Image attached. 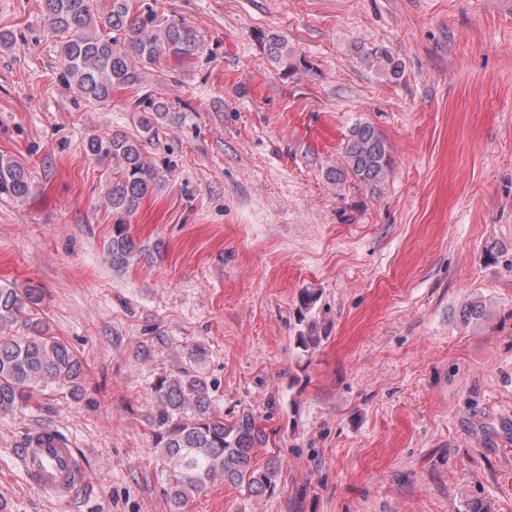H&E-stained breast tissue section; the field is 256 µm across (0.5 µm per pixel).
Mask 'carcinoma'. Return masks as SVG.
Returning <instances> with one entry per match:
<instances>
[{"instance_id":"obj_1","label":"carcinoma","mask_w":512,"mask_h":512,"mask_svg":"<svg viewBox=\"0 0 512 512\" xmlns=\"http://www.w3.org/2000/svg\"><path fill=\"white\" fill-rule=\"evenodd\" d=\"M131 2L111 0L110 9L100 13L96 0H44L45 15L60 43L61 81L92 104H108L115 92L140 86L145 69L163 57L182 66L202 50L194 28L159 18L148 3L133 12ZM268 52L283 70L297 69L295 50L288 41L271 37ZM361 57L394 77L403 72L402 63L380 47L361 48ZM181 119L168 102L151 100L139 135L94 136L85 145L88 155L112 164L106 202L116 224L104 250L117 273L126 271L143 253L123 224L124 217L167 182L166 170L144 154L143 141L155 136L162 125ZM343 154L344 168L327 173L336 183L351 174L364 184H376L390 172V150L370 123L359 122L350 129ZM31 192L27 165L1 154L0 199H21ZM41 301L36 288L0 284V415L28 406L44 387L66 388L74 397L82 391L83 362L65 341L49 333ZM485 316V307L478 302L464 306L463 318L469 323L477 325ZM153 393L159 406L155 448L169 470L165 490L169 512H182L190 499L218 478L243 488L249 496L274 492L277 460L271 458L260 466L254 455L255 448L266 443L267 432L250 413L224 423V417L212 410L213 385L203 372L182 367L162 375L154 382Z\"/></svg>"}]
</instances>
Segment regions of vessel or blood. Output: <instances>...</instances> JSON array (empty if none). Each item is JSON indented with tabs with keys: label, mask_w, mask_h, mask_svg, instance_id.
<instances>
[{
	"label": "vessel or blood",
	"mask_w": 512,
	"mask_h": 512,
	"mask_svg": "<svg viewBox=\"0 0 512 512\" xmlns=\"http://www.w3.org/2000/svg\"><path fill=\"white\" fill-rule=\"evenodd\" d=\"M20 466L34 486L68 502L87 483L88 475L77 449L50 429L34 434L18 450Z\"/></svg>",
	"instance_id": "b4317fda"
}]
</instances>
